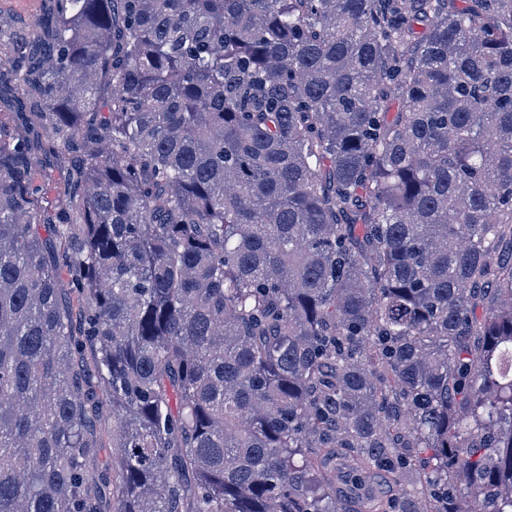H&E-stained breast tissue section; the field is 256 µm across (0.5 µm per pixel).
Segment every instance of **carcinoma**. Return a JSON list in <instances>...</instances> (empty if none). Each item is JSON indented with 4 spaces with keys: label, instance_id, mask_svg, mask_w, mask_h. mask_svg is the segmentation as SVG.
<instances>
[{
    "label": "carcinoma",
    "instance_id": "obj_1",
    "mask_svg": "<svg viewBox=\"0 0 512 512\" xmlns=\"http://www.w3.org/2000/svg\"><path fill=\"white\" fill-rule=\"evenodd\" d=\"M2 102L0 512L105 415L113 512H512V0H42ZM75 165V159L68 157L58 160L55 155H42L35 168V177L40 185L39 206L50 212L64 201V186L69 170Z\"/></svg>",
    "mask_w": 512,
    "mask_h": 512
}]
</instances>
